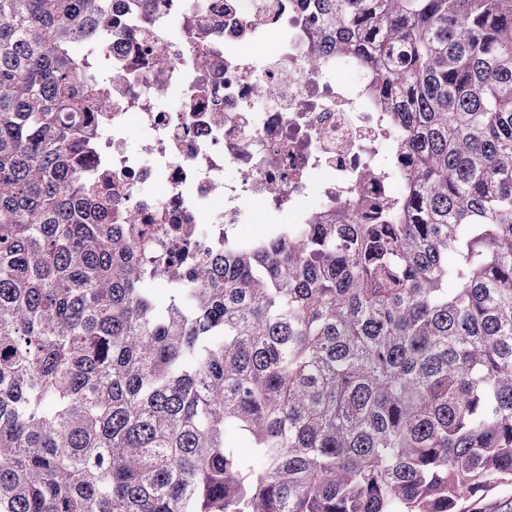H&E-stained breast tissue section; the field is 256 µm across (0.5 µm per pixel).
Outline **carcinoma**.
<instances>
[{
    "instance_id": "cac0c4a2",
    "label": "carcinoma",
    "mask_w": 512,
    "mask_h": 512,
    "mask_svg": "<svg viewBox=\"0 0 512 512\" xmlns=\"http://www.w3.org/2000/svg\"><path fill=\"white\" fill-rule=\"evenodd\" d=\"M124 0H0V512H463L512 482V0H316L401 129L359 224H141L88 173ZM156 86L165 91L161 50Z\"/></svg>"
}]
</instances>
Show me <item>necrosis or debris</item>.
Wrapping results in <instances>:
<instances>
[{
    "label": "necrosis or debris",
    "mask_w": 512,
    "mask_h": 512,
    "mask_svg": "<svg viewBox=\"0 0 512 512\" xmlns=\"http://www.w3.org/2000/svg\"><path fill=\"white\" fill-rule=\"evenodd\" d=\"M307 0H140L111 39L115 84L97 160L124 174L144 224H246L252 203L318 224L355 223L362 202L399 197L396 131L366 74L326 53L310 68ZM202 30L204 41L192 34ZM169 59L154 86L149 48ZM143 136L131 143L129 124Z\"/></svg>",
    "instance_id": "4bbe7bcc"
}]
</instances>
